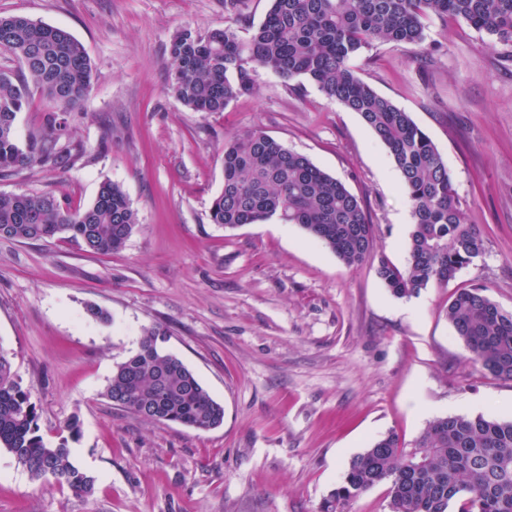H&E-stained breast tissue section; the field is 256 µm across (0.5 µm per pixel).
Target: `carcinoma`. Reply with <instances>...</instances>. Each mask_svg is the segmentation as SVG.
I'll return each instance as SVG.
<instances>
[{"mask_svg": "<svg viewBox=\"0 0 512 512\" xmlns=\"http://www.w3.org/2000/svg\"><path fill=\"white\" fill-rule=\"evenodd\" d=\"M460 18L493 43H512V0H271L263 21L242 39L227 27L206 35L188 29L169 45L168 90L194 112H222L254 89V73L304 78L329 99L359 114L386 147L400 174L413 219L405 263L382 257L377 274L397 298L429 286L445 288L485 251L476 225L465 221L443 155L411 115L376 92L351 65L375 41L419 44L431 16ZM0 50L15 55L26 78L0 74V177L34 164L69 160L57 121L25 146L15 136L17 114L30 86L57 111L80 105L91 88L84 46L66 30L24 16L0 17ZM278 217L299 225L349 267L373 257L374 228L346 185L260 128L224 141V184L210 208L212 223L234 229ZM138 227L121 186L102 182L94 201L74 208L50 193H0V237L37 241L59 235L95 253L122 249ZM446 316L472 360L490 376L512 380V312L486 288H463L448 298ZM168 332L144 330L137 349L116 365L106 389L113 404L158 423L209 430L224 422V406L165 347ZM71 420L58 441L40 434L31 392L15 380L0 353V447L32 479L53 481L76 495L93 493L95 479L74 461ZM387 484L389 512H512V419L452 415L431 421L407 442L391 431L354 456L320 512H350L373 487Z\"/></svg>", "mask_w": 512, "mask_h": 512, "instance_id": "1", "label": "carcinoma"}]
</instances>
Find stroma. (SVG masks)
<instances>
[{
    "instance_id": "stroma-1",
    "label": "stroma",
    "mask_w": 512,
    "mask_h": 512,
    "mask_svg": "<svg viewBox=\"0 0 512 512\" xmlns=\"http://www.w3.org/2000/svg\"><path fill=\"white\" fill-rule=\"evenodd\" d=\"M247 3L244 26L224 0H0V16L71 33L92 64L85 102L58 115L68 164L19 169L0 193L85 206L110 180L139 222L111 254L57 237L0 239V352L30 390L45 441L79 419L70 447L96 479L79 497L32 480L1 448L0 512H318L351 459L388 432L411 441L434 417H512V381L472 363L446 318L449 290H421L405 313L378 278L379 257L404 263L412 218L386 148L357 113L262 68L254 92L221 112L168 93L172 36L232 26L248 37L270 0ZM486 42L433 15L421 44L377 41L354 65L434 141L484 236L454 286H486L512 312V44ZM255 126L363 201L373 259L348 268L275 218L211 223L224 140ZM91 304L107 321L88 318ZM156 325L223 405L220 427L149 422L108 399L117 362Z\"/></svg>"
}]
</instances>
